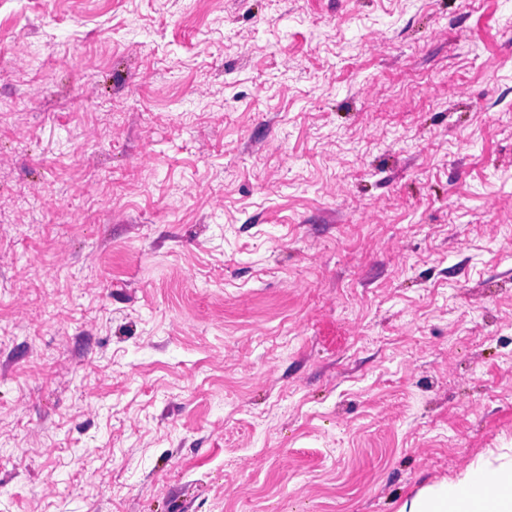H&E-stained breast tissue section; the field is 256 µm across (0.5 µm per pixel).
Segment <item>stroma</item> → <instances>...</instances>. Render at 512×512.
Returning a JSON list of instances; mask_svg holds the SVG:
<instances>
[{"instance_id":"35a3bbf8","label":"stroma","mask_w":512,"mask_h":512,"mask_svg":"<svg viewBox=\"0 0 512 512\" xmlns=\"http://www.w3.org/2000/svg\"><path fill=\"white\" fill-rule=\"evenodd\" d=\"M0 512H398L512 448V0H0Z\"/></svg>"}]
</instances>
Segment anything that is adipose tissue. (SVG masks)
Here are the masks:
<instances>
[{
	"label": "adipose tissue",
	"instance_id": "1",
	"mask_svg": "<svg viewBox=\"0 0 512 512\" xmlns=\"http://www.w3.org/2000/svg\"><path fill=\"white\" fill-rule=\"evenodd\" d=\"M497 466L479 461L451 481L419 490L398 512H512V448L501 449Z\"/></svg>",
	"mask_w": 512,
	"mask_h": 512
}]
</instances>
